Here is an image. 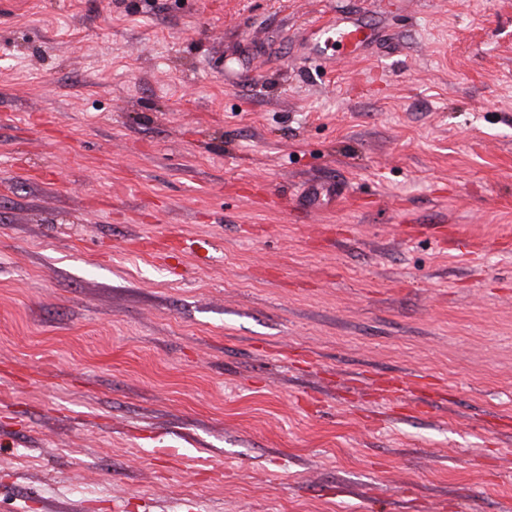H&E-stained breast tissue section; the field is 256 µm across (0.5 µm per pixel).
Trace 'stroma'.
<instances>
[{
	"mask_svg": "<svg viewBox=\"0 0 512 512\" xmlns=\"http://www.w3.org/2000/svg\"><path fill=\"white\" fill-rule=\"evenodd\" d=\"M0 512H512V0H0ZM322 42L324 35L330 34ZM318 39L309 48V55L322 59L327 55L329 46L340 48L345 55L354 56L358 50L372 39V32L357 19L348 18L328 23L315 29ZM335 51V50H334Z\"/></svg>",
	"mask_w": 512,
	"mask_h": 512,
	"instance_id": "obj_1",
	"label": "stroma"
}]
</instances>
